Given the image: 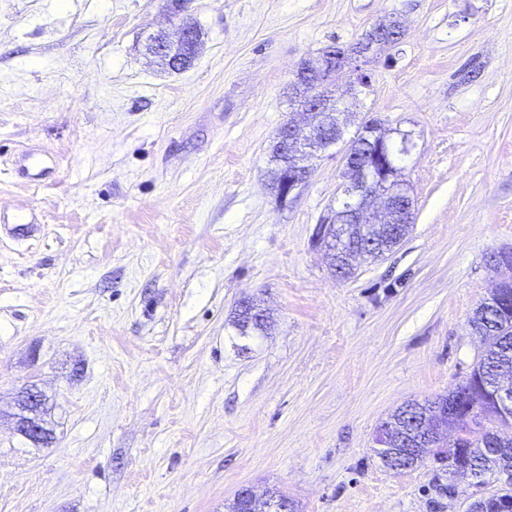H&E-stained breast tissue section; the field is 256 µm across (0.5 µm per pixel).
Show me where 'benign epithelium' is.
I'll use <instances>...</instances> for the list:
<instances>
[{
    "label": "benign epithelium",
    "mask_w": 512,
    "mask_h": 512,
    "mask_svg": "<svg viewBox=\"0 0 512 512\" xmlns=\"http://www.w3.org/2000/svg\"><path fill=\"white\" fill-rule=\"evenodd\" d=\"M196 29L188 24L178 25L175 39L165 37L159 41H150V53H172L176 45L184 39H193ZM402 26L398 20H388L373 27L363 41L347 49H325V52H338L343 58L341 70L349 68L354 75L352 85L356 86L368 81L367 75L359 65L360 59L366 57L374 47L387 46L391 41L400 39ZM303 119L290 120L282 125L277 139L285 141L291 148L297 149L298 165L310 173L313 154L311 150L322 152L334 145L339 139L341 127L336 121L340 107L327 102V95L316 86L307 94V100L301 103ZM395 128H387L384 124L370 119L360 126V137L343 154L342 193L349 199L347 208L334 211L333 216L316 228L317 244L330 259V266L345 263L355 268L358 258L366 256L363 251L347 248L352 225H357L362 233L375 234L385 225L394 222L396 208L409 199L407 183L401 179L399 169L394 166L392 155L395 139ZM368 144L374 152L365 155L359 153V146ZM500 413L504 417L512 416V384L499 382L489 388ZM46 396L36 387L21 392L18 400V412L13 414L15 431L34 445L50 442L51 433L45 426L44 410ZM438 416L437 424L418 440L414 452L419 453L428 448H435L442 443L443 437L451 429L444 418L449 411L444 407L435 408ZM243 501L242 512H289L291 507L281 504L269 492L255 493L250 488L241 490Z\"/></svg>",
    "instance_id": "7a95c632"
}]
</instances>
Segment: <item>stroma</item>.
Here are the masks:
<instances>
[{
  "mask_svg": "<svg viewBox=\"0 0 512 512\" xmlns=\"http://www.w3.org/2000/svg\"><path fill=\"white\" fill-rule=\"evenodd\" d=\"M166 0H0V408L36 382L54 441L0 418V512H224L276 488L299 512H467L433 462L401 473L377 427L445 394L512 250V0H190L175 71L149 54ZM396 17L341 139L279 199L269 147L300 62ZM416 143L414 224L336 279L314 232L362 121ZM54 157L39 186L18 153ZM256 298L266 333L239 335ZM196 29L192 25L179 23L175 39L172 40L168 36L162 37L163 39H159V41H153L155 36L150 40V53L154 55V53H169L172 55L175 51L176 45L184 39H193L195 40ZM202 45V39L200 35L197 36V39L191 43H187L185 45L177 46L176 52L174 55V59H178L180 64L176 65V63H168L165 64L173 70H181L187 68L189 64L194 60L197 56L200 47ZM185 61H189L188 66H184Z\"/></svg>",
  "mask_w": 512,
  "mask_h": 512,
  "instance_id": "stroma-1",
  "label": "stroma"
}]
</instances>
